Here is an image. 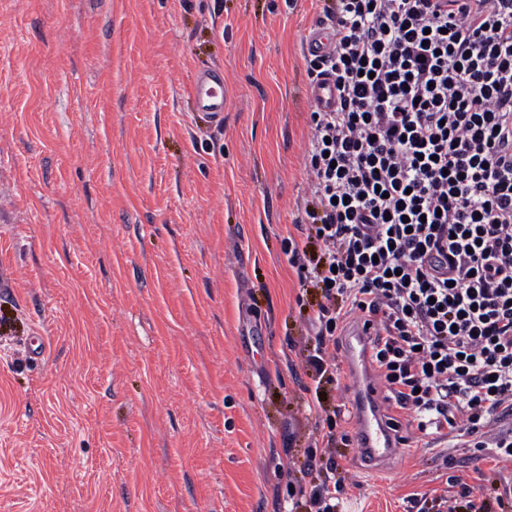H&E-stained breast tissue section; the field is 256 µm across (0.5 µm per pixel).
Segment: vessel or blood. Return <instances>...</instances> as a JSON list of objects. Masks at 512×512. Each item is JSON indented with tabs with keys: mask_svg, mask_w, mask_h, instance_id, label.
I'll use <instances>...</instances> for the list:
<instances>
[{
	"mask_svg": "<svg viewBox=\"0 0 512 512\" xmlns=\"http://www.w3.org/2000/svg\"><path fill=\"white\" fill-rule=\"evenodd\" d=\"M331 41L329 23L317 22L305 38V52L309 55L325 54ZM191 94L199 111L207 113L214 125L223 124V69L203 68ZM307 94L311 103L321 110L330 111L336 107V87L330 77L323 76L310 83ZM369 336L370 332L365 326H356L344 344V355L354 380L352 406L357 422L353 432V446L365 464L379 466L392 458L402 443L399 431L385 410L380 385L365 364Z\"/></svg>",
	"mask_w": 512,
	"mask_h": 512,
	"instance_id": "b4317fda",
	"label": "vessel or blood"
}]
</instances>
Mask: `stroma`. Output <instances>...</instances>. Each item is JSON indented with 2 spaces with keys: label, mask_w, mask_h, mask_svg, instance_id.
<instances>
[{
  "label": "stroma",
  "mask_w": 512,
  "mask_h": 512,
  "mask_svg": "<svg viewBox=\"0 0 512 512\" xmlns=\"http://www.w3.org/2000/svg\"><path fill=\"white\" fill-rule=\"evenodd\" d=\"M311 0H0V512H312L323 429L286 250ZM224 69V125L195 108ZM46 339L43 356L28 352ZM336 512H446L490 461L420 440Z\"/></svg>",
  "instance_id": "35a3bbf8"
}]
</instances>
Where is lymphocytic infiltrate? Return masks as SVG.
Here are the masks:
<instances>
[{"instance_id": "lymphocytic-infiltrate-1", "label": "lymphocytic infiltrate", "mask_w": 512, "mask_h": 512, "mask_svg": "<svg viewBox=\"0 0 512 512\" xmlns=\"http://www.w3.org/2000/svg\"><path fill=\"white\" fill-rule=\"evenodd\" d=\"M333 24L311 77H334L310 114L309 194L289 240L319 288L306 357L327 426L310 501L335 512L336 332L374 329L371 358L419 433L512 463V0H319Z\"/></svg>"}]
</instances>
